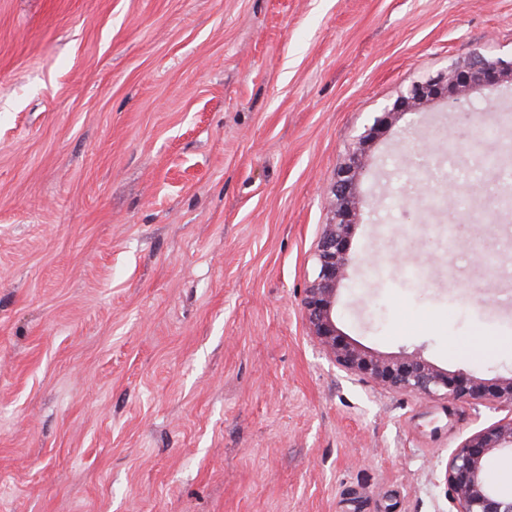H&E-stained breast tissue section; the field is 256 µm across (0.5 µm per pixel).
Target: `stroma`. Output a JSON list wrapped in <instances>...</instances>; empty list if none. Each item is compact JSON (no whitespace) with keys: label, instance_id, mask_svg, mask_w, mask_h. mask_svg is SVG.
Masks as SVG:
<instances>
[{"label":"stroma","instance_id":"1","mask_svg":"<svg viewBox=\"0 0 512 512\" xmlns=\"http://www.w3.org/2000/svg\"><path fill=\"white\" fill-rule=\"evenodd\" d=\"M476 52L512 61V0H0V512H455L512 408L341 369L302 299L357 136ZM509 111L369 149L345 341L512 376L463 354L512 335Z\"/></svg>","mask_w":512,"mask_h":512}]
</instances>
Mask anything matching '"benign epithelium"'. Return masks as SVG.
Here are the masks:
<instances>
[{
  "label": "benign epithelium",
  "instance_id": "7a95c632",
  "mask_svg": "<svg viewBox=\"0 0 512 512\" xmlns=\"http://www.w3.org/2000/svg\"><path fill=\"white\" fill-rule=\"evenodd\" d=\"M506 73L507 66L502 61L475 55L414 84L378 113L359 136L349 163L336 174V181L329 188L335 200L334 219L325 225L319 240V273L305 290L303 305L313 339L343 369L409 394L442 397L448 402L489 401L512 408V377L488 385L464 371L448 374L418 353L396 361L370 356L346 342L331 317L336 285L346 277L349 265V243L358 219L354 187L366 170L367 147L385 136L401 115L418 111L422 103L444 99L450 108L458 109L470 88L496 85ZM506 453L512 455V419L483 429L456 448L445 477L456 512H512V497L499 494L488 466L490 458Z\"/></svg>",
  "mask_w": 512,
  "mask_h": 512
}]
</instances>
